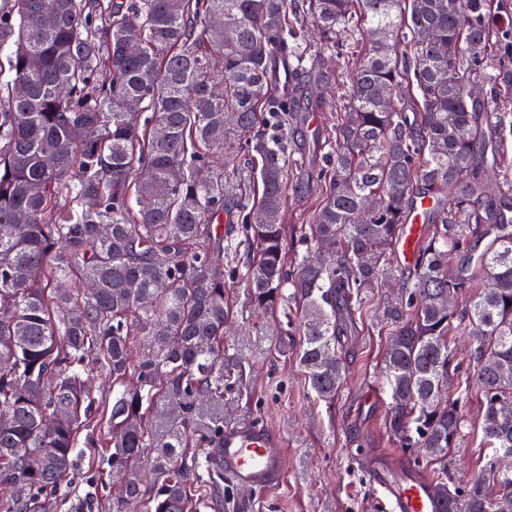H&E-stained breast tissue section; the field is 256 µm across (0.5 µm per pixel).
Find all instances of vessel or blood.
<instances>
[{
    "mask_svg": "<svg viewBox=\"0 0 512 512\" xmlns=\"http://www.w3.org/2000/svg\"><path fill=\"white\" fill-rule=\"evenodd\" d=\"M432 206L433 199L428 195L418 196L414 202L399 242L406 262L416 259ZM283 446L278 431L253 420L237 421L225 425L216 460L234 486L260 492L282 479ZM367 474L378 512H438L433 482L415 466L399 467L382 457L368 467Z\"/></svg>",
    "mask_w": 512,
    "mask_h": 512,
    "instance_id": "vessel-or-blood-1",
    "label": "vessel or blood"
}]
</instances>
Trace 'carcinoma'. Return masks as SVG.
<instances>
[{
    "mask_svg": "<svg viewBox=\"0 0 512 512\" xmlns=\"http://www.w3.org/2000/svg\"><path fill=\"white\" fill-rule=\"evenodd\" d=\"M300 7L331 48L345 24L364 43L345 83L313 67L316 86L344 88L324 168L288 149L291 127L326 104L294 80L308 47L288 0H0L13 74L0 82V512H48L80 446L110 449L106 472L123 476L112 512L223 509L213 452L236 281L259 316L298 303L299 359L330 405L357 315L400 285L378 315L386 428L438 465L446 490L477 390L493 455L486 476L438 494L441 512H512V470L498 467L512 455V178L485 180L512 136V108L489 105L512 93V25L492 27L494 0ZM241 154L250 174L227 179L216 160ZM321 185L288 270L286 193L308 200ZM420 192L436 208L407 270L396 247ZM455 251L467 260L450 270ZM456 332L471 337L473 373L451 398ZM92 361L110 405L91 399Z\"/></svg>",
    "mask_w": 512,
    "mask_h": 512,
    "instance_id": "carcinoma-1",
    "label": "carcinoma"
}]
</instances>
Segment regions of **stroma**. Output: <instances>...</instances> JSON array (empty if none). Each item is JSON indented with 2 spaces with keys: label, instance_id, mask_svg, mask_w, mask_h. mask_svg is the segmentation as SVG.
<instances>
[{
  "label": "stroma",
  "instance_id": "stroma-1",
  "mask_svg": "<svg viewBox=\"0 0 512 512\" xmlns=\"http://www.w3.org/2000/svg\"><path fill=\"white\" fill-rule=\"evenodd\" d=\"M342 110L336 103L306 118L291 142L313 152ZM229 295L239 327L228 341V352L241 370L224 388V420L255 419L279 431L286 468L282 480L266 491L235 490L225 512H376L361 468L364 460L377 455L391 456L397 463L414 458L385 428L390 397L379 368L386 336L370 315L376 301L368 302V314L358 321L350 343L348 382L329 405L315 397L299 364L297 305L282 303L274 317L262 318L248 307L243 284H233ZM480 408L479 394L471 393L466 404L471 427L448 459V474L458 486L481 475L489 455L476 428Z\"/></svg>",
  "mask_w": 512,
  "mask_h": 512
}]
</instances>
